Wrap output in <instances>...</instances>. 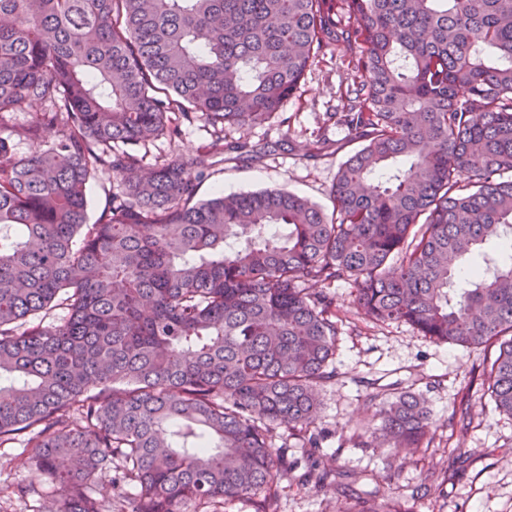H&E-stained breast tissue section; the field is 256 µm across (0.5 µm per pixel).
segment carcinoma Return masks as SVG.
<instances>
[{
	"label": "carcinoma",
	"instance_id": "cac0c4a2",
	"mask_svg": "<svg viewBox=\"0 0 512 512\" xmlns=\"http://www.w3.org/2000/svg\"><path fill=\"white\" fill-rule=\"evenodd\" d=\"M327 45L360 144L331 211L280 188L199 198L218 162L270 153L224 130L279 116ZM15 110L33 119L0 135V446L24 437L55 512H279L290 474L342 486L315 457L340 280L364 319L498 347L512 416V262L481 253L512 250V0H0V128ZM198 117L207 149L142 176L139 148ZM98 173L118 190L91 224ZM367 400L362 446L429 445L422 394ZM280 428L304 433L306 465ZM366 495L353 512H403Z\"/></svg>",
	"mask_w": 512,
	"mask_h": 512
}]
</instances>
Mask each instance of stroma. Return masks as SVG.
<instances>
[{"instance_id": "stroma-1", "label": "stroma", "mask_w": 512, "mask_h": 512, "mask_svg": "<svg viewBox=\"0 0 512 512\" xmlns=\"http://www.w3.org/2000/svg\"><path fill=\"white\" fill-rule=\"evenodd\" d=\"M348 82L342 50H321L300 90L285 102L281 120L225 131L227 140L275 142L278 150L259 163L216 166L201 184L200 197L216 190L230 194L277 187L329 207L330 189L351 147L328 114ZM319 134L328 146L319 158L307 159L304 147ZM208 141L205 127L195 123L184 127L176 142L157 140L146 162L154 164L161 156L190 159ZM356 324L357 331L340 336L337 377L321 390L322 460L340 471L366 472L365 490L393 493L415 512H512V416L496 410L489 391L495 349L438 343L407 325H376L361 318ZM397 381L414 384L427 398L435 418L432 442L397 455L359 447L358 437L375 413L366 399L368 389L382 393ZM462 402L469 405L464 424L450 423L453 406ZM21 452L18 444L0 447V512H28L36 503L16 495L33 479L21 464ZM419 485L425 497L415 502L410 494ZM353 504L340 492L290 490L282 492L279 507L280 512H348Z\"/></svg>"}]
</instances>
